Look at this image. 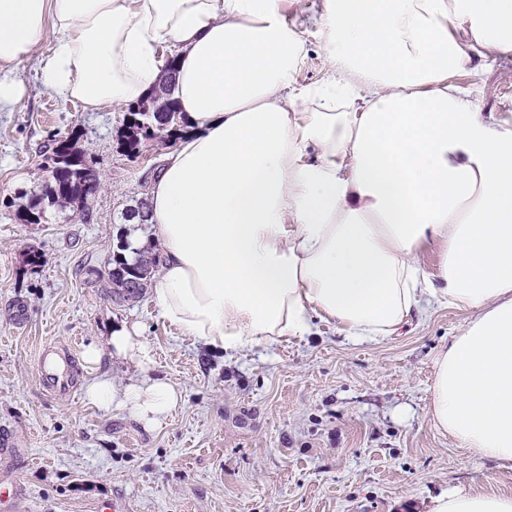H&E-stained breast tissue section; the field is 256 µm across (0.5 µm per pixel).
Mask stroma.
Segmentation results:
<instances>
[{
	"label": "stroma",
	"instance_id": "35a3bbf8",
	"mask_svg": "<svg viewBox=\"0 0 512 512\" xmlns=\"http://www.w3.org/2000/svg\"><path fill=\"white\" fill-rule=\"evenodd\" d=\"M303 0L289 6L307 52L295 84L322 82L331 69L321 29ZM26 92L0 112V431L17 455L5 468L20 487L12 512H426L429 499L459 487L512 495V464L471 457L431 421L435 361L473 318L446 304L413 313L393 335L348 341L331 323L309 336L262 344L227 358L183 335L158 313L150 291L113 299L109 271L119 238L148 225L127 209L148 200L159 156L174 140L124 143L125 108L90 112L44 87L38 58L14 68ZM482 113L512 123V57L479 75L460 72ZM71 139L102 184L83 206L48 208V220L20 215L45 191L57 141ZM40 260L31 265L28 252ZM25 309L16 320V306ZM139 324L156 353L154 370L184 396L176 415L149 429L118 409L90 405L83 392L48 394L37 354L57 341L94 372L128 381L131 364L82 365L83 350L116 324Z\"/></svg>",
	"mask_w": 512,
	"mask_h": 512
}]
</instances>
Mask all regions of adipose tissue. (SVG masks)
Here are the masks:
<instances>
[{
	"instance_id": "adipose-tissue-1",
	"label": "adipose tissue",
	"mask_w": 512,
	"mask_h": 512,
	"mask_svg": "<svg viewBox=\"0 0 512 512\" xmlns=\"http://www.w3.org/2000/svg\"><path fill=\"white\" fill-rule=\"evenodd\" d=\"M287 4L0 0V112L46 41L43 85L90 110L144 100L175 65L184 132L150 193L161 317L233 357L320 321L372 341L434 302L473 310L438 355L429 414L469 455L512 463V129L448 81L512 55V0H320L333 68L305 89ZM105 355L137 377H93L86 401L165 425L183 395L153 376L152 345L124 326L83 359ZM428 512H512V495L454 488ZM442 256L443 245L434 239L425 240L417 251L418 264L428 274L437 271Z\"/></svg>"
}]
</instances>
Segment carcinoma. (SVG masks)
<instances>
[{"mask_svg": "<svg viewBox=\"0 0 512 512\" xmlns=\"http://www.w3.org/2000/svg\"><path fill=\"white\" fill-rule=\"evenodd\" d=\"M175 75V67L169 66L167 75L161 83L163 96H151L126 113V129L129 133L125 134L124 138L128 151L135 153L141 140L156 137L158 124L162 122L167 123L162 131L163 137L177 136L176 128L182 122V117L174 101L169 98ZM52 161L60 164V176L55 184L46 186L45 197H35L31 200L21 215V220L28 224H40L47 219L46 207L43 205L45 198L49 203L59 207L72 205L83 198L84 170L88 168L85 155L76 150L71 141L61 140L53 149ZM127 248V240L120 239L112 256L115 273L111 274V280L114 294L117 296L130 285L135 287L136 294H141L159 265L158 257L148 253H138L133 259H128L124 255Z\"/></svg>", "mask_w": 512, "mask_h": 512, "instance_id": "cac0c4a2", "label": "carcinoma"}]
</instances>
